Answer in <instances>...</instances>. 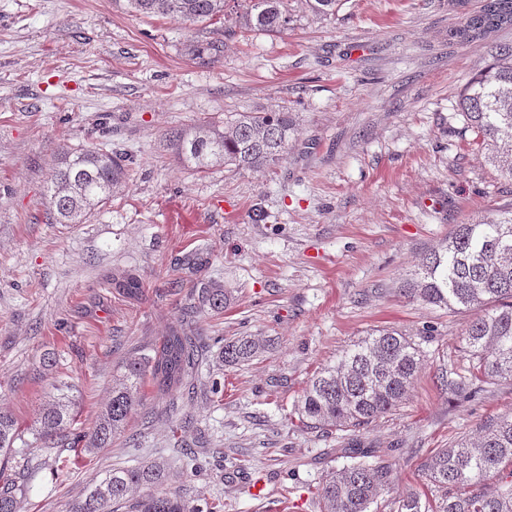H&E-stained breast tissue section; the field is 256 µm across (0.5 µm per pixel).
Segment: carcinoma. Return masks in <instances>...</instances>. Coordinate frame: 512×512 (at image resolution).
<instances>
[{
	"label": "carcinoma",
	"mask_w": 512,
	"mask_h": 512,
	"mask_svg": "<svg viewBox=\"0 0 512 512\" xmlns=\"http://www.w3.org/2000/svg\"><path fill=\"white\" fill-rule=\"evenodd\" d=\"M242 10L224 34L288 31L292 16L286 0H240ZM317 15L336 13L341 0H305ZM228 0H125L132 13L177 17L190 24L227 16ZM512 26V0H490V8L465 17L453 32L462 42L482 39ZM224 53V43L208 41L193 47L202 63ZM458 114L472 134V145L486 151V160L512 178V46H497L492 61L466 85L457 102ZM297 124L286 109L238 112L222 121L201 120L165 133V142L183 167L205 172L215 166L265 172L281 166L296 139ZM129 179L123 157L94 145L61 146L54 155L45 205L57 224H82L106 204ZM400 293L443 310L472 314L458 340L473 361L471 377L448 382V390L466 397L498 382L512 381V210H494L456 225L406 279ZM232 298L229 289L200 282L197 295L186 299L185 318L169 330L146 359L134 354L112 375L108 400L94 424L77 428L75 402L65 394L43 408L32 429L33 444L49 454L68 444L93 452L109 448L124 433L130 414L143 405V386L169 397L172 433L183 428L181 393L198 373L205 348L196 311L219 314ZM272 350L258 336H237L224 343L220 361L227 367L248 364ZM421 365V351L396 329H374L321 368L308 382L297 403L299 422L323 432L338 430L357 441L365 426L406 401ZM19 437L13 414L0 408V455L10 458ZM353 462L328 472L318 498L321 512H370L382 494L394 486L389 453L377 448L344 449ZM374 458L368 462V458ZM422 477L438 496L424 500L409 491L393 500L394 512H512V413L486 421L479 436L441 448L420 463ZM167 482L163 465L150 462L112 468L100 473L69 512H224V502L189 505ZM20 485L0 480V512H20Z\"/></svg>",
	"instance_id": "carcinoma-1"
}]
</instances>
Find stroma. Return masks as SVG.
I'll use <instances>...</instances> for the list:
<instances>
[{
	"instance_id": "1",
	"label": "stroma",
	"mask_w": 512,
	"mask_h": 512,
	"mask_svg": "<svg viewBox=\"0 0 512 512\" xmlns=\"http://www.w3.org/2000/svg\"><path fill=\"white\" fill-rule=\"evenodd\" d=\"M466 8V7H465ZM458 0H341L318 16L289 0L282 34L225 37L224 23L136 15L115 0H0V407L19 422L15 477L35 468L23 512H69L101 472L167 464L189 502L224 512H320L326 472L342 467L341 433L300 427L308 380L377 327L419 336L423 365L408 399L360 433L388 448L397 479L385 501L427 493L420 462L512 411V383L471 400L443 378L468 375L457 334L466 316L410 301L399 288L455 225L512 206V178L471 147L457 100L512 26L461 42ZM224 40L203 64L193 43ZM294 112L300 135L269 173L181 167L162 134L228 112ZM123 153L130 180L83 224H54L43 204L57 147ZM208 263L191 270V254ZM137 276L140 298L115 288ZM229 288L205 337L245 334L273 349L250 364L202 367L181 401L185 466L146 400L124 436L62 469L25 448L37 414L67 387L79 426L93 424L129 353L149 354L181 321L198 279ZM433 327L432 335L422 330ZM223 394L212 391L213 382Z\"/></svg>"
}]
</instances>
